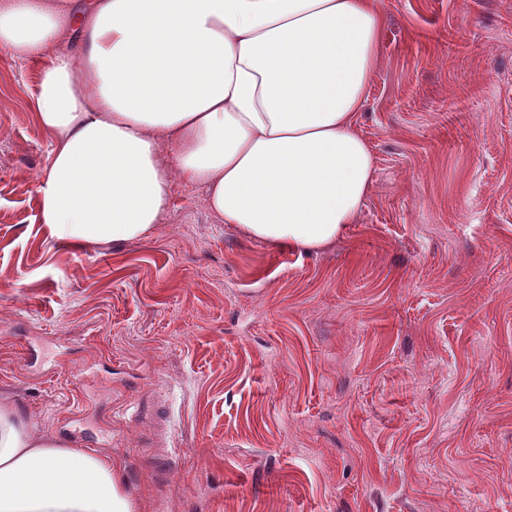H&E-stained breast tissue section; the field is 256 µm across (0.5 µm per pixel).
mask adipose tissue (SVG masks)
Wrapping results in <instances>:
<instances>
[{
    "instance_id": "adipose-tissue-1",
    "label": "adipose tissue",
    "mask_w": 512,
    "mask_h": 512,
    "mask_svg": "<svg viewBox=\"0 0 512 512\" xmlns=\"http://www.w3.org/2000/svg\"><path fill=\"white\" fill-rule=\"evenodd\" d=\"M381 0H0V49L37 60L51 140L36 194L68 248L148 238L171 178L245 236L319 251L354 223ZM0 512H140L110 458L0 402Z\"/></svg>"
}]
</instances>
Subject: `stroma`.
<instances>
[{
    "label": "stroma",
    "mask_w": 512,
    "mask_h": 512,
    "mask_svg": "<svg viewBox=\"0 0 512 512\" xmlns=\"http://www.w3.org/2000/svg\"><path fill=\"white\" fill-rule=\"evenodd\" d=\"M382 7L374 180L313 253L178 178L146 239H48L40 65L0 50V399L141 512H512V0Z\"/></svg>",
    "instance_id": "obj_1"
}]
</instances>
